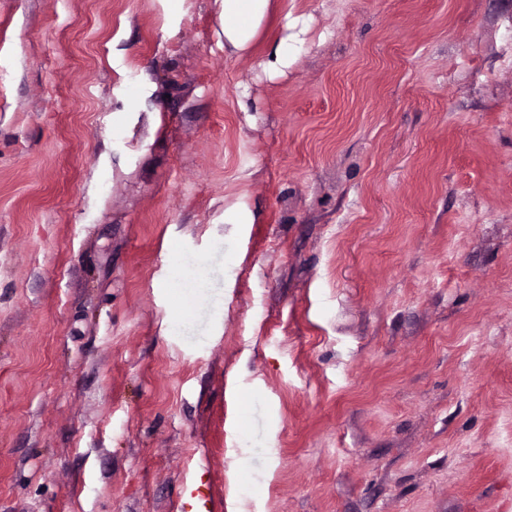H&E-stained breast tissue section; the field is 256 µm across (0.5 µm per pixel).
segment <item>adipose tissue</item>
Masks as SVG:
<instances>
[{"label":"adipose tissue","instance_id":"adipose-tissue-1","mask_svg":"<svg viewBox=\"0 0 512 512\" xmlns=\"http://www.w3.org/2000/svg\"><path fill=\"white\" fill-rule=\"evenodd\" d=\"M272 0H220V25L224 50L229 54L247 53L270 14ZM284 32L269 47L262 62L271 75L285 74L294 63V46L304 44L309 32L307 22L299 17L285 18Z\"/></svg>","mask_w":512,"mask_h":512}]
</instances>
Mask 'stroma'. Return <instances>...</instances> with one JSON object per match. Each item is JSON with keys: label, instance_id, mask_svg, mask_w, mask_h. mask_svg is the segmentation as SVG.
I'll return each instance as SVG.
<instances>
[{"label": "stroma", "instance_id": "35a3bbf8", "mask_svg": "<svg viewBox=\"0 0 512 512\" xmlns=\"http://www.w3.org/2000/svg\"><path fill=\"white\" fill-rule=\"evenodd\" d=\"M218 13L0 0V512H508L512 0ZM220 1V25L224 33V52L247 53L270 14L273 0ZM282 32V36L270 45L261 64L263 70L271 75H284L295 62L292 48L306 42L309 27L304 19L300 17L290 18L287 13L284 18ZM189 281L197 287L192 289L200 294L201 304L193 317L194 323L186 326L183 333L187 336H203L207 329V321L210 313L222 303L221 292L208 288V282L204 280L196 270ZM201 291L205 292L208 296Z\"/></svg>", "mask_w": 512, "mask_h": 512}]
</instances>
